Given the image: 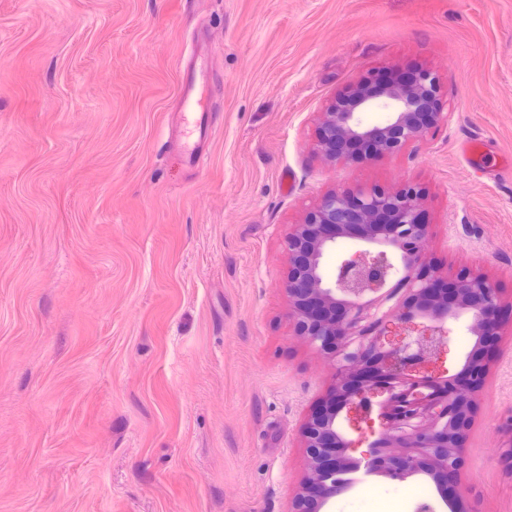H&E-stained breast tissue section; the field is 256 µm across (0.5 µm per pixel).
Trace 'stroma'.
<instances>
[{"instance_id": "obj_1", "label": "stroma", "mask_w": 512, "mask_h": 512, "mask_svg": "<svg viewBox=\"0 0 512 512\" xmlns=\"http://www.w3.org/2000/svg\"><path fill=\"white\" fill-rule=\"evenodd\" d=\"M211 82L204 159L178 96ZM440 83L446 124L331 161L321 112L371 74ZM512 0H0V512H291L336 363L296 336L286 241L331 191H421L427 264L512 304ZM465 442L470 512H512L486 447L512 415V324ZM466 321L421 375L458 372ZM383 398L345 412L360 459ZM450 512L433 479L364 478L329 512ZM466 155L469 166L478 171L490 173L488 155L486 153V146L481 139H472L466 143Z\"/></svg>"}]
</instances>
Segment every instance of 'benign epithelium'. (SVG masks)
<instances>
[{
	"label": "benign epithelium",
	"instance_id": "1",
	"mask_svg": "<svg viewBox=\"0 0 512 512\" xmlns=\"http://www.w3.org/2000/svg\"><path fill=\"white\" fill-rule=\"evenodd\" d=\"M439 91L437 78L428 72L411 85L387 83L366 89L359 84L322 114L317 146L332 161L352 159L347 150L351 144H371L377 156L398 152L445 120L444 113L431 112L427 122L418 121ZM368 112L385 113L384 123L367 122ZM422 216L413 187L396 194L331 192L288 234L290 265L284 289L290 300L289 319L297 335L336 359L334 390L304 425L308 474L292 512H325L333 498L364 476L382 474L403 482L427 474L433 456L444 461L443 471L435 477L439 488L451 491L448 502L454 512H467L459 482L464 443L477 411L474 395L488 376V350L501 338L505 305L480 274L464 271L450 279L424 269L421 244L427 224ZM345 242L390 248L399 255L401 268L380 251L370 263L358 258L343 262L335 282L328 283L323 260ZM398 272L395 284L378 294ZM446 281L453 284L451 298L435 288ZM370 293L375 297L367 298ZM391 300L394 309L381 311ZM463 315L472 318V346L461 370L444 378L414 377V368L441 349L448 319ZM416 319L428 322L425 333L385 349L382 337L392 323ZM377 391L388 394L385 436L367 457L356 459L348 454L350 442L341 414L353 401L366 402ZM501 428L511 434L499 457L511 478L512 418Z\"/></svg>",
	"mask_w": 512,
	"mask_h": 512
}]
</instances>
